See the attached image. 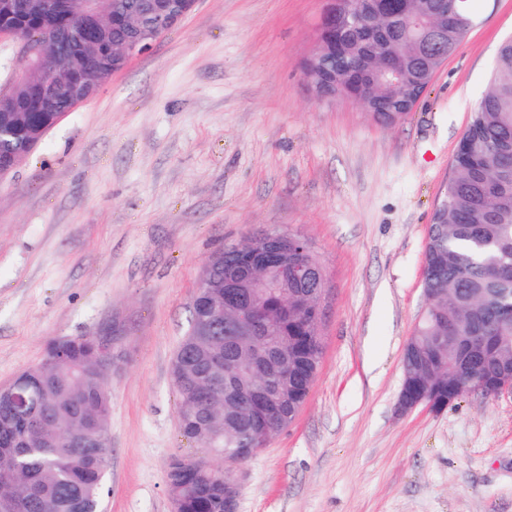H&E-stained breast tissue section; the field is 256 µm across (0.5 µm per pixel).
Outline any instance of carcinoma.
<instances>
[{
  "label": "carcinoma",
  "mask_w": 512,
  "mask_h": 512,
  "mask_svg": "<svg viewBox=\"0 0 512 512\" xmlns=\"http://www.w3.org/2000/svg\"><path fill=\"white\" fill-rule=\"evenodd\" d=\"M29 5L23 17L26 37L55 48L45 67L32 69L0 102V162H22L43 136L72 111L76 93L90 99L122 64L124 33L112 28V15L136 21L141 0H96L99 29L83 31V0H22ZM367 27L349 28L343 44L330 56L336 72V97L348 85L360 89L372 118L382 124L402 119L405 89L419 82L430 67L454 53L468 29L441 0H410L408 15H422L441 30V41L430 42L391 9L392 0H351ZM466 136L479 143L481 154L454 157V177L448 185V209L434 212L437 238L430 240L424 287L433 307L415 327L413 340L422 347V363L404 364L417 389L435 399L448 398V379L462 384L472 374L512 363V347L493 344L512 336V316L501 315L497 302L512 299V37L496 53L487 87L475 107ZM252 242L229 245L209 267L224 279V265ZM290 289L263 294L265 335L256 340L224 341V324L210 337L190 347L183 337L185 381L172 379L178 396L183 433L200 446L218 442L215 453L226 462L238 460L236 449L252 441L250 410L244 396L224 399L208 411L197 400V376L207 359L228 362L226 373L244 389L264 382L265 370L255 361L258 350L288 351V378L273 385L288 398L283 421L291 423L305 403L323 357V340L307 336L308 327L286 316ZM60 356L50 344L45 357L31 367L42 380L32 393V413L21 417L9 399L0 395V501L22 507L21 512H101L107 462L94 448H77L68 431L109 426L110 399L105 380L112 363L91 351L92 336L69 339ZM167 483L182 486L181 512H224V468L209 461L172 468Z\"/></svg>",
  "instance_id": "carcinoma-1"
}]
</instances>
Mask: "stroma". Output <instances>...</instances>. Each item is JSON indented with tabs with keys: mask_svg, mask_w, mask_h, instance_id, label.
<instances>
[{
	"mask_svg": "<svg viewBox=\"0 0 512 512\" xmlns=\"http://www.w3.org/2000/svg\"><path fill=\"white\" fill-rule=\"evenodd\" d=\"M325 8L198 0L0 177V385L51 341L123 334L106 512H172L169 460L202 453L171 378L197 286L216 252L274 231L326 267L324 352L288 428L243 466L211 456L239 512H512L511 395L396 411L427 229L512 0H471L465 40L391 125L317 97Z\"/></svg>",
	"mask_w": 512,
	"mask_h": 512,
	"instance_id": "obj_1",
	"label": "stroma"
}]
</instances>
